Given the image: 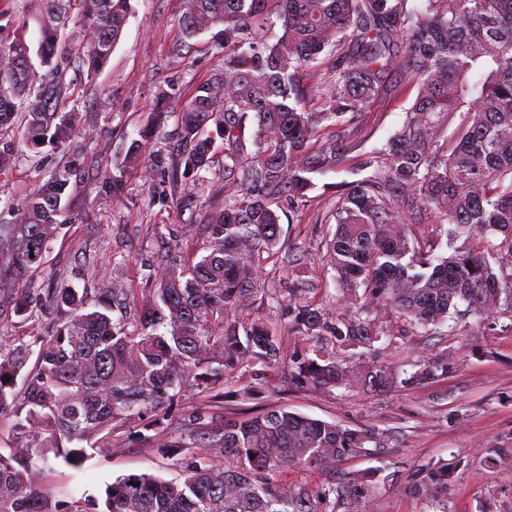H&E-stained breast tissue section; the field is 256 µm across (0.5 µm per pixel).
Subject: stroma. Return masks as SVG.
I'll list each match as a JSON object with an SVG mask.
<instances>
[{"label": "stroma", "instance_id": "35a3bbf8", "mask_svg": "<svg viewBox=\"0 0 512 512\" xmlns=\"http://www.w3.org/2000/svg\"><path fill=\"white\" fill-rule=\"evenodd\" d=\"M131 5L132 14L108 65L94 78L73 77L81 124L95 131L93 138L75 141L87 166L70 178L68 226L52 243L47 270L21 286L32 300L31 314L0 318L2 346L50 335L59 315L47 294L57 282L93 295L117 278L136 295H144L155 285V265L168 241L178 239L183 260H194L206 243L205 212L224 203L223 148H216L215 164L202 189L191 199L165 206L153 202V183L144 165L125 164L131 140L151 118L158 87L171 81L182 97H189L223 63L210 34L183 40V0H131ZM415 96L412 85L401 86L383 106L363 114L365 150L381 147L403 125ZM99 159L124 170L122 200L108 207L99 204L94 187L91 165ZM65 160L64 152L48 147L38 153L19 148L12 173L0 178V207L19 202L20 191L37 189L48 171ZM327 207L324 195L307 203H281V247L294 265L285 269L265 262L262 276L268 288H302L314 303L335 304L339 285L320 262L330 227L317 218ZM378 318L395 335L396 344L382 346L375 360L399 367L444 350L453 366L447 381L380 393L356 388L318 391L292 386L283 378L275 392L245 403L225 402V417L282 408L383 431L390 446L387 455L348 460L336 468L341 475L377 472L374 512H428L425 500L405 492L408 473L430 461L456 458L463 464L448 483V512H512V472L490 458L498 448L512 458V329L500 326L484 333L468 314L460 315L452 331L412 326L388 306L379 309ZM144 424L136 417L115 423L111 442L100 443L79 470L51 455L39 459L45 483L59 497L100 504L106 486L119 476L145 472L175 479L180 474L177 457L161 455L143 442L138 433Z\"/></svg>", "mask_w": 512, "mask_h": 512}]
</instances>
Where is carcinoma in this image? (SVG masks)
<instances>
[{
  "instance_id": "obj_1",
  "label": "carcinoma",
  "mask_w": 512,
  "mask_h": 512,
  "mask_svg": "<svg viewBox=\"0 0 512 512\" xmlns=\"http://www.w3.org/2000/svg\"><path fill=\"white\" fill-rule=\"evenodd\" d=\"M38 2L45 72L34 68L25 34L0 39V176L20 142L70 147L81 131L77 107L65 110L68 72L75 66L91 77L107 65L130 9V0ZM180 27L186 40L215 31L224 65L178 113L177 153L155 152L145 172L171 174L170 191L157 199L166 205L189 184H204L219 139L224 207L205 214L197 261L186 264L177 245L168 247L152 301L133 321L109 315L110 300L134 296L121 282L94 299L62 283L49 291L64 313L54 333L0 347V418L26 439L0 453V512H93L82 499H56L34 458L51 452L80 469L114 423L155 413L189 387L206 402L158 445L162 455H181L180 478L124 475L106 487V512H321L316 505L331 495L334 512H372L374 474L338 480L336 464L385 453L378 433L285 410L224 418V388L236 385L237 400L249 401L277 378L282 337L250 313L267 294L261 265L289 262L275 252L276 205L340 169L372 170L336 191L328 211L336 227L325 261L347 309L288 289L281 315L313 342V356L291 359L295 384L388 391L447 379L445 352L400 371L367 359L385 335L379 306L424 327L444 324L461 305L480 319L503 307L512 329V0H185ZM323 53L328 80L305 83L303 71ZM403 81L417 90L406 121L383 147L364 151L360 117ZM175 97L173 85L159 89L127 161L158 136ZM17 118L19 142L1 134ZM95 183L103 203L119 201L122 175L108 164L97 165ZM68 185L54 174L0 215V308L16 316L30 311L19 284L48 266ZM408 213L434 233L410 237ZM463 235L469 247L437 252L442 239L450 246ZM326 339L351 350L349 360L324 348ZM191 446L226 461L203 464L186 452ZM292 468L317 471L324 482L291 490L271 481ZM448 476L445 462L420 465L408 490L432 512H448Z\"/></svg>"
}]
</instances>
